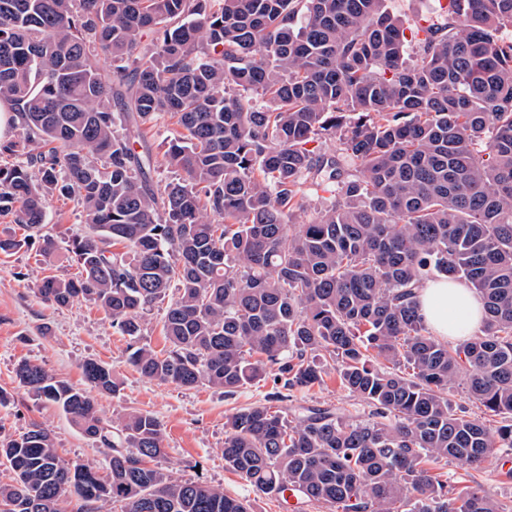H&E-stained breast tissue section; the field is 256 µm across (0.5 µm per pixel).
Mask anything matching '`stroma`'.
Returning <instances> with one entry per match:
<instances>
[{"label": "stroma", "instance_id": "35a3bbf8", "mask_svg": "<svg viewBox=\"0 0 512 512\" xmlns=\"http://www.w3.org/2000/svg\"><path fill=\"white\" fill-rule=\"evenodd\" d=\"M48 229L60 242L89 230L86 218L69 199L51 202ZM77 265L59 255L44 264L35 247L25 246L11 256L0 255V389L11 394L0 405V432L15 434L36 422L50 430L56 446L71 461L105 468L103 449L70 422L57 407L36 400L19 387L14 369L27 359L76 387H84L81 365L94 359L111 366L120 383L116 396L99 397V406L112 417L132 410L152 413L163 425L165 454L156 464L181 481H201L223 488L234 497L248 499L252 512H281L277 501L257 493L239 475L224 467V424L239 409L271 401L276 390L272 378L238 389L233 395L208 386L186 390L141 377L126 363L128 337L112 326L111 318L97 305L81 302L53 309L35 295L45 276L70 278ZM289 416L307 408H329L338 416H367L369 409L344 389L334 367H327L320 385L293 392L287 402ZM449 485L460 488L469 479L479 481L499 505L512 512V454L490 456L475 473L451 463L445 465Z\"/></svg>", "mask_w": 512, "mask_h": 512}]
</instances>
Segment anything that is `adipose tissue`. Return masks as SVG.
Wrapping results in <instances>:
<instances>
[{
	"label": "adipose tissue",
	"mask_w": 512,
	"mask_h": 512,
	"mask_svg": "<svg viewBox=\"0 0 512 512\" xmlns=\"http://www.w3.org/2000/svg\"><path fill=\"white\" fill-rule=\"evenodd\" d=\"M419 312L441 339L457 342L474 336L484 315L483 300L467 284L453 280L429 283L418 291Z\"/></svg>",
	"instance_id": "adipose-tissue-1"
}]
</instances>
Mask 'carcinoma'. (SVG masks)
Instances as JSON below:
<instances>
[{
    "instance_id": "1",
    "label": "carcinoma",
    "mask_w": 512,
    "mask_h": 512,
    "mask_svg": "<svg viewBox=\"0 0 512 512\" xmlns=\"http://www.w3.org/2000/svg\"><path fill=\"white\" fill-rule=\"evenodd\" d=\"M383 2L0 0V103L17 125L0 142V216L26 231L0 236V253L55 257L50 201L70 196L92 229L69 244L80 272L43 277L37 296L93 302L134 341L167 302L169 348L128 356L143 377L230 394L269 375L282 401L332 362L367 420L254 405L225 423L224 467L256 492L335 512H499L481 483L450 488L430 465L512 452V0H443L410 23ZM163 113L177 125L164 165L182 177L162 183L145 138ZM328 187L308 223H289ZM448 277L485 305L454 347L417 307ZM83 373L77 388L15 368L104 450L106 474L32 422L0 434V512H251L148 466L161 422L105 417L112 367ZM461 375L498 424L453 411Z\"/></svg>"
}]
</instances>
